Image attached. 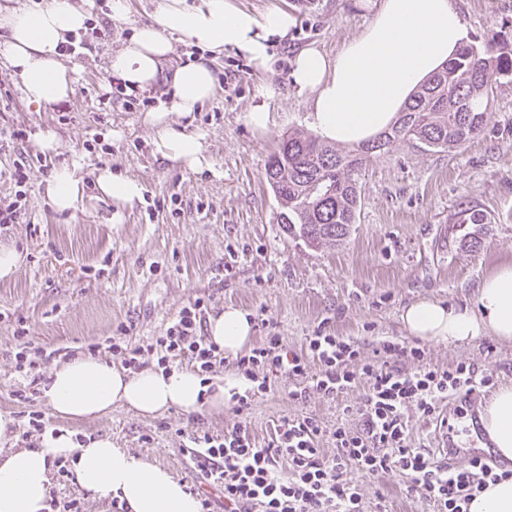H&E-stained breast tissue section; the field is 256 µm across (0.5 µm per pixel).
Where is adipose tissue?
<instances>
[{
  "label": "adipose tissue",
  "instance_id": "ef3b65f1",
  "mask_svg": "<svg viewBox=\"0 0 512 512\" xmlns=\"http://www.w3.org/2000/svg\"><path fill=\"white\" fill-rule=\"evenodd\" d=\"M89 15L74 0H40L30 8L0 13V56L18 71L28 103L66 100L76 82L75 70L59 59L66 36L84 29ZM295 17L283 10L264 16L233 0H164L153 24L140 27L132 40L110 59L113 77L131 90L149 89L172 37L195 46L199 55L173 75V94L144 122L153 130L154 150L162 158L192 169L207 167L203 136L185 132L179 120L210 101L216 93L213 63L234 49L256 67L269 68L273 38H285ZM466 24L453 0H378L366 28L336 57L316 47L294 57L290 77L299 91L312 96V118L321 135L338 142H362L387 128L414 87L449 59L466 39ZM100 191L117 209L141 200L143 184L104 166L96 176ZM407 332L434 343H463L482 336L512 342V264H502L485 277L474 307L459 308L434 299H420L400 317ZM211 340L226 353L237 354L249 343V315L234 306L208 321ZM54 415L85 419L123 407L140 415L170 409L192 415L221 410L224 390L207 392L200 377L187 368H146L132 373L92 357H75L56 365L44 390ZM484 431L502 464H512V385L500 388L482 416ZM72 459L75 482L91 499H119L128 512H200L201 504L184 482L149 463L110 438L78 441L69 431L45 432L37 447L22 448L0 458V512H45L51 465Z\"/></svg>",
  "mask_w": 512,
  "mask_h": 512
}]
</instances>
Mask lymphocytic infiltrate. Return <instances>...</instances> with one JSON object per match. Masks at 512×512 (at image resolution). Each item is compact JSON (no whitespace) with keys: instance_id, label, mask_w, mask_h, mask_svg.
Instances as JSON below:
<instances>
[{"instance_id":"1","label":"lymphocytic infiltrate","mask_w":512,"mask_h":512,"mask_svg":"<svg viewBox=\"0 0 512 512\" xmlns=\"http://www.w3.org/2000/svg\"><path fill=\"white\" fill-rule=\"evenodd\" d=\"M205 307L201 302L185 306L150 347L157 365L167 369L187 363L202 378H209L225 361L224 351L202 336ZM412 360L413 370L401 367ZM50 357L30 337H23L16 354V369L24 386L15 390L17 401H36L44 380L42 366ZM234 364L248 385L233 393L237 413L273 389V380L288 376L295 386L292 400L303 401L315 392L336 399L358 384L367 393L357 409L361 425L345 424L330 429L313 414L282 417L274 421L264 444L252 440L246 424L238 423L223 436L196 430L183 431L185 446L203 477L219 499L201 495V512H367L362 489L353 472L368 476L395 473L411 478L433 512H468L470 501L499 475L474 457L466 468L434 461L428 449L414 446L407 408H415L423 420L443 422L441 407L447 400L471 394L495 384L492 374L459 363L439 368L427 361L419 341L385 340L373 357H362L354 342L326 330L309 337L305 351L286 350L274 331L260 343L237 354ZM332 442L333 457H325L324 442Z\"/></svg>"}]
</instances>
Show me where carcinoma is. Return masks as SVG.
Masks as SVG:
<instances>
[{"label": "carcinoma", "mask_w": 512, "mask_h": 512, "mask_svg": "<svg viewBox=\"0 0 512 512\" xmlns=\"http://www.w3.org/2000/svg\"><path fill=\"white\" fill-rule=\"evenodd\" d=\"M512 78V40L505 34L466 42L424 79L395 121L353 147L301 130L288 132L269 157L267 182L288 234L314 248L342 245L361 197L357 175L372 155L398 141L454 149L478 137L498 79Z\"/></svg>", "instance_id": "cac0c4a2"}]
</instances>
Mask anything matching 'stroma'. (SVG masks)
<instances>
[{
  "mask_svg": "<svg viewBox=\"0 0 512 512\" xmlns=\"http://www.w3.org/2000/svg\"><path fill=\"white\" fill-rule=\"evenodd\" d=\"M235 2L260 16L288 11L296 25L288 39L272 46L270 69H258L230 49L215 62L216 95L194 112L188 127L207 146L211 165L199 171L155 155L153 131L143 122L145 112L168 96L170 76L196 48L173 40L157 83L141 102L130 101L108 70L112 53L153 23L163 0H128L120 17L112 0H93L91 22L105 29L88 37L82 54L63 56L78 71L75 92L64 101L27 103L19 74L0 56V101L8 105L0 111V203L21 205L17 223L0 231V244L23 257L12 279H0V414L13 418L24 409L13 397L21 329L46 350L71 356L111 337L144 347L199 299L211 316L232 305L266 318L288 349H301L323 324L368 356L382 340L406 338L400 316L411 302L430 298L473 306L481 281L512 261V82L499 84L484 131L464 146L448 150L401 141L373 155L358 176L356 222L341 246L316 250L288 237L265 168L283 135L312 127L311 96L292 84V59L310 45L336 56L367 26L371 12L364 0H315L307 10L296 0ZM454 2L470 41L483 42L499 31L512 36V0ZM258 106L269 114L264 131L248 123ZM17 128L26 130L25 139L12 138ZM45 128L59 141L51 154L34 144ZM21 163L35 168L22 190L8 177ZM75 164L81 167L82 199L76 209L56 211L45 195L46 181ZM103 165L145 187L143 199L125 208L119 224L112 221L111 199L96 184ZM463 202L479 209L486 223H459ZM425 350L434 366L472 364L493 373L498 385L512 384L511 343L481 337L452 345L429 342ZM292 387L288 378H278L242 418L230 400L223 410L203 414L174 409L142 417L116 407L82 420L53 415L42 399L33 408L46 428L112 438L195 487L200 473L182 451L180 429L220 436L243 419L260 442L272 421L286 415L314 414L330 428L359 426L353 410L365 386L333 401L314 393L303 403L289 399ZM491 396L483 390L444 406L459 449L455 466H466L477 448L495 463L480 424ZM360 483L366 500L384 494L392 512H431L419 494H406V478L386 474Z\"/></svg>",
  "mask_w": 512,
  "mask_h": 512,
  "instance_id": "stroma-1",
  "label": "stroma"
}]
</instances>
